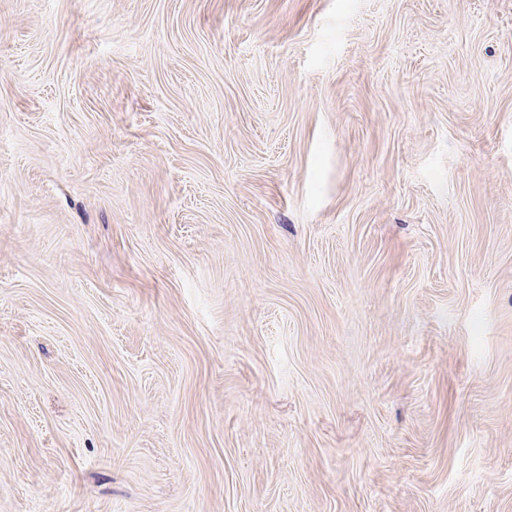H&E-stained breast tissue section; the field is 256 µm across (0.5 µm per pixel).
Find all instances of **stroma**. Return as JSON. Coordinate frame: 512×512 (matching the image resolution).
Instances as JSON below:
<instances>
[{
	"label": "stroma",
	"mask_w": 512,
	"mask_h": 512,
	"mask_svg": "<svg viewBox=\"0 0 512 512\" xmlns=\"http://www.w3.org/2000/svg\"><path fill=\"white\" fill-rule=\"evenodd\" d=\"M0 512H512V0H0Z\"/></svg>",
	"instance_id": "35a3bbf8"
}]
</instances>
